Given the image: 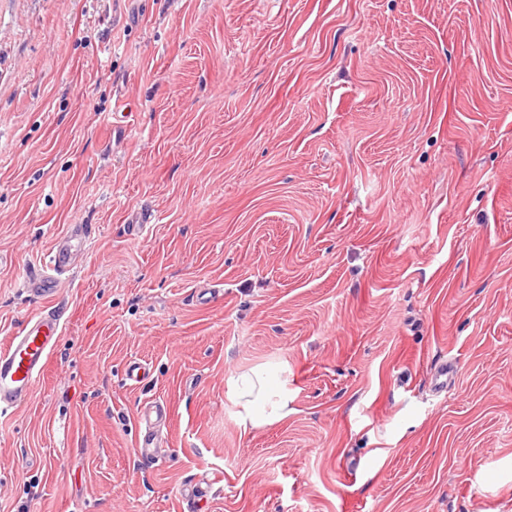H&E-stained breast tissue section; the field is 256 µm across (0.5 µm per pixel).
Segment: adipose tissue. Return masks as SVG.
<instances>
[{"label": "adipose tissue", "instance_id": "1", "mask_svg": "<svg viewBox=\"0 0 512 512\" xmlns=\"http://www.w3.org/2000/svg\"><path fill=\"white\" fill-rule=\"evenodd\" d=\"M232 392L242 407L238 414L242 429L269 426L285 420L290 413L288 394L274 386L271 368L240 375L233 382Z\"/></svg>", "mask_w": 512, "mask_h": 512}]
</instances>
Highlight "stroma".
Segmentation results:
<instances>
[{"mask_svg": "<svg viewBox=\"0 0 512 512\" xmlns=\"http://www.w3.org/2000/svg\"><path fill=\"white\" fill-rule=\"evenodd\" d=\"M71 224L0 512H512V0H0V349ZM232 392L243 410L238 414V424L246 431L279 423L293 411L289 408L288 393L274 387L269 366L234 379Z\"/></svg>", "mask_w": 512, "mask_h": 512, "instance_id": "1", "label": "stroma"}]
</instances>
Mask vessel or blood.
Returning <instances> with one entry per match:
<instances>
[{
	"mask_svg": "<svg viewBox=\"0 0 512 512\" xmlns=\"http://www.w3.org/2000/svg\"><path fill=\"white\" fill-rule=\"evenodd\" d=\"M91 234V225H69L55 240L47 261L26 271L25 287L43 299L45 306L26 320L6 349L0 350V412L25 402L44 372L62 334L63 310L57 302L62 278L75 251L84 248Z\"/></svg>",
	"mask_w": 512,
	"mask_h": 512,
	"instance_id": "obj_1",
	"label": "vessel or blood"
}]
</instances>
